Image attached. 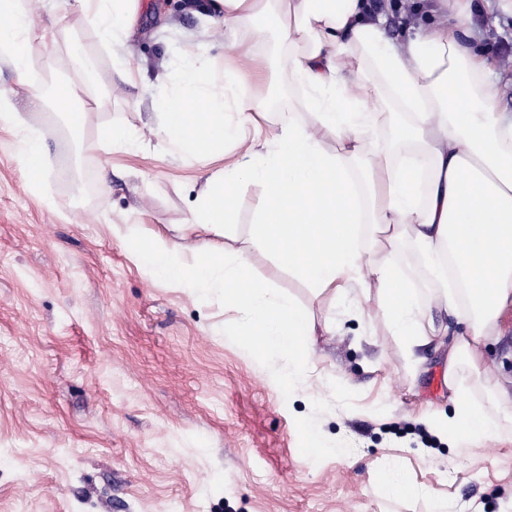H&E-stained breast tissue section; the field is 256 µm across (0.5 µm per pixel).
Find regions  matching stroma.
I'll return each mask as SVG.
<instances>
[{
	"label": "stroma",
	"instance_id": "stroma-1",
	"mask_svg": "<svg viewBox=\"0 0 512 512\" xmlns=\"http://www.w3.org/2000/svg\"><path fill=\"white\" fill-rule=\"evenodd\" d=\"M27 2L52 33L35 43L25 77L0 65V96L19 106L30 93L42 97L28 119L45 137L35 182L21 168L14 129L0 122V512H512V425L469 445L432 427L455 407L449 389L431 384L464 327L415 259L404 272L446 333L410 352L376 298L314 295L252 245L261 191H241L227 246L249 249L255 273L314 320L313 367L287 399L269 370L222 334L236 310L152 280L128 249L134 228L177 236L198 186L220 167L157 146L183 49L194 45L220 65L250 28L212 23V0H139L129 49L140 75L131 86L88 18L73 14L55 27L51 0ZM488 13L481 46L512 113V12L489 0ZM75 41L98 59L92 84L70 66ZM279 47L271 30L254 45L264 67L249 90L271 97L273 110L227 147V159L288 119L311 120ZM63 82L78 94L82 129L54 106ZM108 126L133 134L139 149L103 144ZM484 360L465 377L474 403L488 409L494 384L512 390V309ZM316 438L342 454L312 452ZM394 466L411 491L384 488Z\"/></svg>",
	"mask_w": 512,
	"mask_h": 512
}]
</instances>
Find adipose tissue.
I'll return each mask as SVG.
<instances>
[{
  "instance_id": "obj_1",
  "label": "adipose tissue",
  "mask_w": 512,
  "mask_h": 512,
  "mask_svg": "<svg viewBox=\"0 0 512 512\" xmlns=\"http://www.w3.org/2000/svg\"><path fill=\"white\" fill-rule=\"evenodd\" d=\"M64 2V14L91 15L114 69L133 80L126 42L139 0ZM214 9L225 27L255 24L259 39L265 30L257 19L272 20L284 47L280 64L313 120L281 125L207 177L187 230L225 237L242 185L260 187L252 236L279 268L320 294L336 297L357 285L375 290L393 336L409 349L433 335L434 326L427 303L379 235L410 241L433 278L448 274L458 284L442 294L470 329L448 351V387L465 393L461 360L481 366V346L512 305V113L502 111L487 61L474 46L481 5L465 0L445 26L435 7L419 2L417 24L394 43L385 37L386 15L373 12L368 0H215ZM0 15L8 19L0 26V61L25 74L34 41L47 32L23 0H0ZM178 70L171 108L155 131L166 154H223L269 110L247 93V70L223 79L212 61L191 52ZM193 102L199 111H187ZM7 118L19 156L31 175H40L42 133L21 113ZM387 125L400 148L393 160L367 146ZM328 137L335 151L324 147ZM369 253L375 259L367 271ZM499 421L465 401L434 428L458 442H477L497 434Z\"/></svg>"
}]
</instances>
